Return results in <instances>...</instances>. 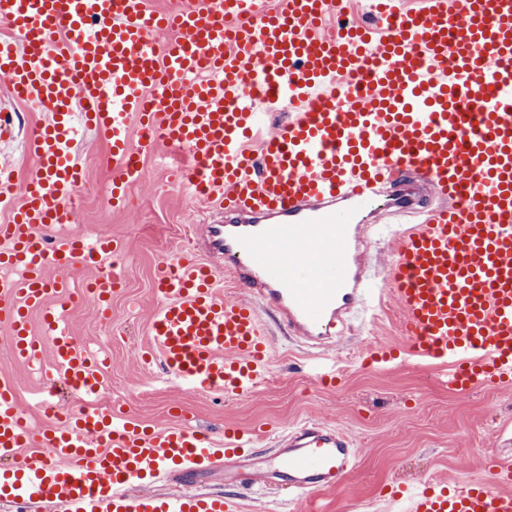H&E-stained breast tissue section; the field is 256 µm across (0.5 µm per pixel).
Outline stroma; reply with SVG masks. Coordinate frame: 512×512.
Masks as SVG:
<instances>
[{
	"label": "stroma",
	"mask_w": 512,
	"mask_h": 512,
	"mask_svg": "<svg viewBox=\"0 0 512 512\" xmlns=\"http://www.w3.org/2000/svg\"><path fill=\"white\" fill-rule=\"evenodd\" d=\"M0 107L16 115L12 139L0 142V164H12L18 176H25L34 162L25 153V139L46 115L10 99L1 87ZM75 152L82 167L79 220L57 225V232L127 243L124 277L108 306L83 293L92 271L72 278L71 291L81 301L70 305L67 327L104 359L105 386L97 399L101 409L125 412L141 429L165 428L185 417L216 440L228 427L250 431L251 450L259 458L275 448L289 427L318 421L339 428L354 442V466L335 488L315 492L321 512H381L379 497L404 481L428 479L450 490L491 482L499 433L512 432V382L459 391L431 369L366 364L373 345L383 343L398 353L406 343L400 311L390 297L374 310L347 319L338 336L321 347L289 338L278 315L270 314L271 376L253 395L208 396L175 384L161 361L145 358L157 267L164 258L194 251L200 227L212 220L216 207L189 196L171 177L175 159L159 150L145 154L144 179L126 206L112 207L107 141L94 130H80ZM327 356L335 362L339 380L325 386L316 380L314 365ZM2 369L15 378L18 404L31 429L58 426L56 411L79 404L76 396L64 392L47 396L46 407H32L31 396L42 386L43 372L14 360L0 341ZM148 490L159 496L217 492L234 502L238 512L307 509L306 497L283 482H228L220 466L187 482L155 483Z\"/></svg>",
	"instance_id": "obj_1"
}]
</instances>
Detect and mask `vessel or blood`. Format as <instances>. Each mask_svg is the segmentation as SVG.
<instances>
[{
	"label": "vessel or blood",
	"instance_id": "b4317fda",
	"mask_svg": "<svg viewBox=\"0 0 512 512\" xmlns=\"http://www.w3.org/2000/svg\"><path fill=\"white\" fill-rule=\"evenodd\" d=\"M344 3L176 0L158 12L146 0H0V85L51 115L29 136L36 164L24 182L0 166L10 212L0 224V337L15 360L38 362L48 347L49 384L104 389L100 359L46 305L81 270L95 269L90 294L103 306L123 279L104 259L124 240L47 232L74 216L81 124L111 145L113 204L163 144L189 158L180 174L190 195L223 215L205 227L207 257H172L154 283L152 339L182 388L263 387L266 310L293 337L322 344L385 294L400 307L407 360L461 391L512 379V0H372L364 24ZM270 108L290 114L268 133ZM375 223L398 227L381 269L364 247ZM225 270L250 299L220 295ZM39 306L43 341L28 326ZM33 437L39 452L21 455ZM245 444L228 431L216 446L188 423L139 430L92 407L35 436L14 377L0 372V500L12 504L234 512L220 494L161 498L142 487L208 470ZM352 453L348 435L313 423L284 432L254 473L310 494L336 486ZM387 502L391 512H512V463L490 487L447 492L420 479Z\"/></svg>",
	"mask_w": 512,
	"mask_h": 512
}]
</instances>
